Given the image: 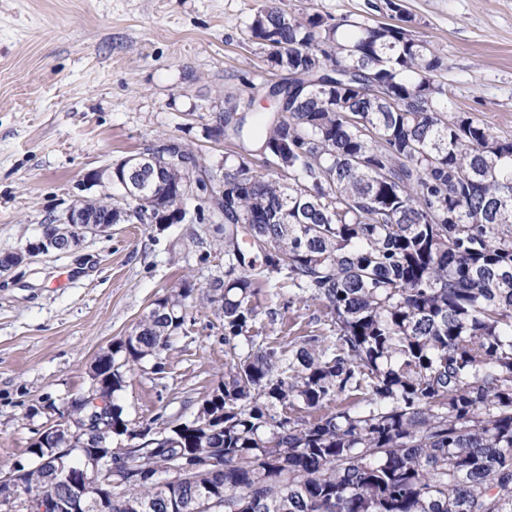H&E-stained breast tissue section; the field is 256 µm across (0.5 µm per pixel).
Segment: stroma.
I'll list each match as a JSON object with an SVG mask.
<instances>
[{"label":"stroma","instance_id":"35a3bbf8","mask_svg":"<svg viewBox=\"0 0 512 512\" xmlns=\"http://www.w3.org/2000/svg\"><path fill=\"white\" fill-rule=\"evenodd\" d=\"M388 21L384 0H0V257L23 250L84 189L90 171L170 140L219 187L239 146L222 111L279 80L247 26L262 7ZM408 28L445 59L449 112L512 138V0H403ZM194 194L178 224L137 218L68 252L0 274V466L27 462L52 412L88 392L99 355L130 336L156 299L190 282L164 369L132 368L116 399L130 421H183L224 375V227ZM267 340L326 332L320 305L259 296Z\"/></svg>","mask_w":512,"mask_h":512}]
</instances>
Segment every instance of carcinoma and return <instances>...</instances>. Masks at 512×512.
<instances>
[{
	"mask_svg": "<svg viewBox=\"0 0 512 512\" xmlns=\"http://www.w3.org/2000/svg\"><path fill=\"white\" fill-rule=\"evenodd\" d=\"M248 36L289 88L224 113L225 136L278 154L268 173L224 167V379L159 428L177 446L112 449L135 471L112 512H193L191 486L156 477L179 451L210 463L224 512H512V139L448 114L444 58L397 24L264 7ZM319 43L339 56L312 87ZM183 177L140 184L142 207ZM108 202L120 221L113 195L85 205ZM264 285L321 305L328 332L260 339ZM192 295L157 300L97 388L115 396L148 357L163 370ZM127 424L112 403L115 439ZM55 454L32 450L20 496L59 493Z\"/></svg>",
	"mask_w": 512,
	"mask_h": 512,
	"instance_id": "obj_1",
	"label": "carcinoma"
}]
</instances>
